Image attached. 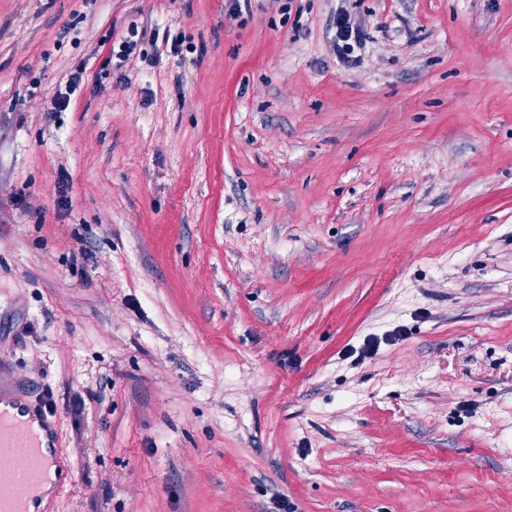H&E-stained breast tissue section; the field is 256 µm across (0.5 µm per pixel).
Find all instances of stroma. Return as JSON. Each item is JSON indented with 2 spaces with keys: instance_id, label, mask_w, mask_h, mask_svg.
<instances>
[{
  "instance_id": "stroma-1",
  "label": "stroma",
  "mask_w": 512,
  "mask_h": 512,
  "mask_svg": "<svg viewBox=\"0 0 512 512\" xmlns=\"http://www.w3.org/2000/svg\"><path fill=\"white\" fill-rule=\"evenodd\" d=\"M230 7L0 0L42 512H512V0ZM336 42L344 43L341 48L344 51L354 50L362 42V30L352 22L351 14L347 10H341L336 16Z\"/></svg>"
}]
</instances>
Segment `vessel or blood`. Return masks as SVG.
<instances>
[{"instance_id": "vessel-or-blood-1", "label": "vessel or blood", "mask_w": 512, "mask_h": 512, "mask_svg": "<svg viewBox=\"0 0 512 512\" xmlns=\"http://www.w3.org/2000/svg\"><path fill=\"white\" fill-rule=\"evenodd\" d=\"M56 445L55 425L43 405L0 392V512H29L49 471L65 469Z\"/></svg>"}]
</instances>
